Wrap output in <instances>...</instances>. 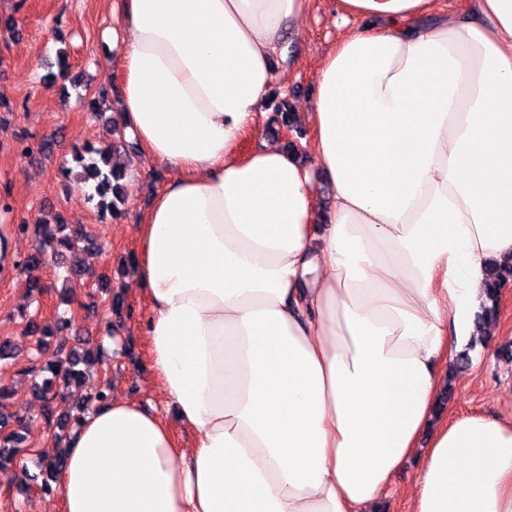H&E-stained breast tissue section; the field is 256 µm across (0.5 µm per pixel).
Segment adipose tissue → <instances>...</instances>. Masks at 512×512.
<instances>
[{"instance_id": "obj_1", "label": "adipose tissue", "mask_w": 512, "mask_h": 512, "mask_svg": "<svg viewBox=\"0 0 512 512\" xmlns=\"http://www.w3.org/2000/svg\"><path fill=\"white\" fill-rule=\"evenodd\" d=\"M104 3L120 122L176 172L131 286L193 441L112 396L62 443V512H376L413 459L409 512H512V411L436 416L449 360L498 329L485 264H512V0H336L310 164L236 146L312 0Z\"/></svg>"}]
</instances>
